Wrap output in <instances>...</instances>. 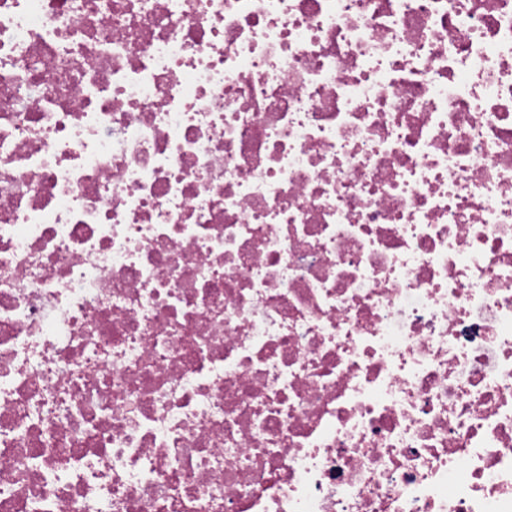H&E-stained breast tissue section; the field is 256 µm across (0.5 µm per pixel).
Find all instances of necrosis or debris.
<instances>
[{
  "instance_id": "1",
  "label": "necrosis or debris",
  "mask_w": 512,
  "mask_h": 512,
  "mask_svg": "<svg viewBox=\"0 0 512 512\" xmlns=\"http://www.w3.org/2000/svg\"><path fill=\"white\" fill-rule=\"evenodd\" d=\"M0 512H512V0H0Z\"/></svg>"
}]
</instances>
